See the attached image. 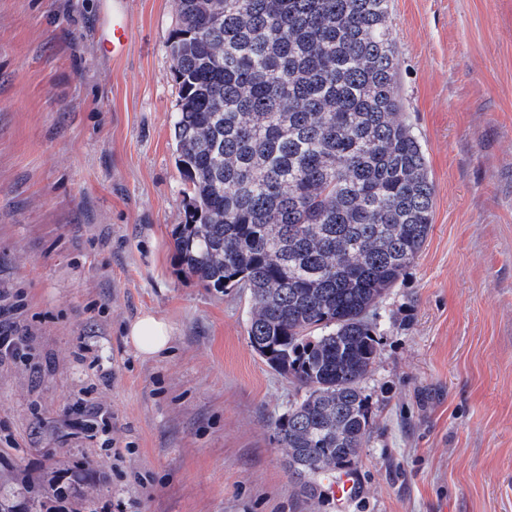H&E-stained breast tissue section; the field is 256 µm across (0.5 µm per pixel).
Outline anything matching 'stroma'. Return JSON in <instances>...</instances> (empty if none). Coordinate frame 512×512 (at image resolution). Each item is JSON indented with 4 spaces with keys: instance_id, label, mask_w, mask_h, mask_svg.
<instances>
[{
    "instance_id": "35a3bbf8",
    "label": "stroma",
    "mask_w": 512,
    "mask_h": 512,
    "mask_svg": "<svg viewBox=\"0 0 512 512\" xmlns=\"http://www.w3.org/2000/svg\"><path fill=\"white\" fill-rule=\"evenodd\" d=\"M99 12L0 0V289L29 330L0 364V503L45 512L74 468L77 512H338L288 478L274 422L304 390L251 348L248 291L175 255L173 0H130L119 59ZM390 21L433 223L379 305L347 512H512V0H391ZM144 314L171 333L148 359L126 337ZM81 407L110 415L111 447L73 428Z\"/></svg>"
}]
</instances>
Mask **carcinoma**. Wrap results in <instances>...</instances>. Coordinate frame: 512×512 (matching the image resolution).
I'll use <instances>...</instances> for the list:
<instances>
[{
  "label": "carcinoma",
  "instance_id": "carcinoma-1",
  "mask_svg": "<svg viewBox=\"0 0 512 512\" xmlns=\"http://www.w3.org/2000/svg\"><path fill=\"white\" fill-rule=\"evenodd\" d=\"M173 141L190 183L174 245L205 287L249 290L250 346L305 388L275 421L288 476L354 469L376 306L432 227L402 112L389 0H174Z\"/></svg>",
  "mask_w": 512,
  "mask_h": 512
}]
</instances>
